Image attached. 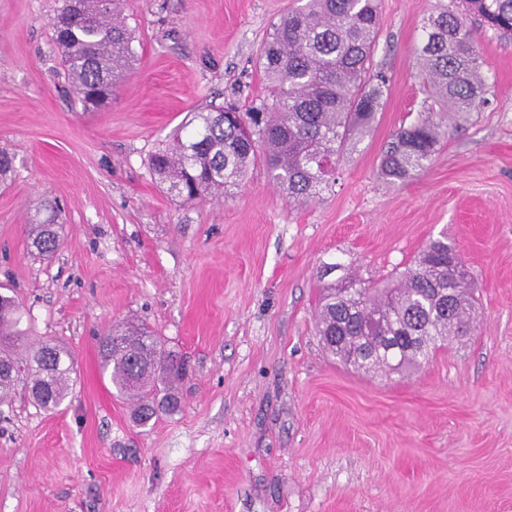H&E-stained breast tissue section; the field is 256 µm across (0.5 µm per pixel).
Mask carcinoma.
Masks as SVG:
<instances>
[{"mask_svg": "<svg viewBox=\"0 0 512 512\" xmlns=\"http://www.w3.org/2000/svg\"><path fill=\"white\" fill-rule=\"evenodd\" d=\"M61 0L52 23L65 78L83 110L112 97L107 53L130 68L136 54L123 0ZM455 0L423 23L419 64L430 106L401 126L384 147L381 178L402 184L427 169L448 123L485 103L481 56L465 19L512 35V0ZM380 0H304L272 25L258 53L265 94L242 112L208 105L193 113L148 166L184 203L228 195L261 158L288 198L317 197L335 183L336 164L370 133L387 90L372 72ZM60 224H33L31 246L52 256ZM473 308L467 271L448 237L429 241L405 273L371 285L353 277L322 287L318 335L326 351L358 372L404 374L432 349L468 335ZM16 301L0 295V401L24 383L37 406L66 399L72 371L67 349L52 341L19 351L25 340ZM103 370L117 393L136 400L148 424L180 409L183 361L144 324H118L99 341Z\"/></svg>", "mask_w": 512, "mask_h": 512, "instance_id": "cac0c4a2", "label": "carcinoma"}]
</instances>
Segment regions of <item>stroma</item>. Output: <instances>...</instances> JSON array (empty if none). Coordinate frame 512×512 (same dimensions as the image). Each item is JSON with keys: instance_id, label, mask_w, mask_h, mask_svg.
I'll return each mask as SVG.
<instances>
[{"instance_id": "1", "label": "stroma", "mask_w": 512, "mask_h": 512, "mask_svg": "<svg viewBox=\"0 0 512 512\" xmlns=\"http://www.w3.org/2000/svg\"><path fill=\"white\" fill-rule=\"evenodd\" d=\"M296 0H126L136 60L93 112L56 72L60 0H0V285L29 345L61 343L69 395L0 403V512H512V36L473 26L487 102L420 175L381 150L423 108L422 23L440 0H381L373 128L319 197L290 200L264 163L186 205L148 160L188 112L263 94L260 44ZM58 207L40 258L31 220ZM447 237L475 289L469 335L405 376L365 375L317 334L320 270L377 282ZM145 323L183 354L182 410L137 425L99 338ZM31 246L39 255L50 257L61 245L62 224H30Z\"/></svg>"}]
</instances>
